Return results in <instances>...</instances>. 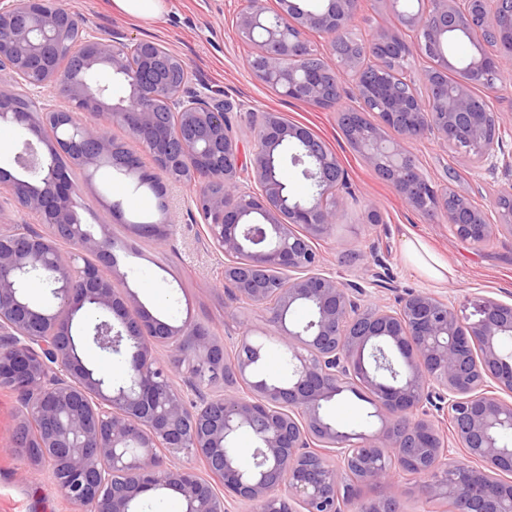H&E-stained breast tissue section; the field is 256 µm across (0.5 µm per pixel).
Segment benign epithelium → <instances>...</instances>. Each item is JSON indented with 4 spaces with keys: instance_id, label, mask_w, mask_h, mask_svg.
<instances>
[{
    "instance_id": "obj_1",
    "label": "benign epithelium",
    "mask_w": 512,
    "mask_h": 512,
    "mask_svg": "<svg viewBox=\"0 0 512 512\" xmlns=\"http://www.w3.org/2000/svg\"><path fill=\"white\" fill-rule=\"evenodd\" d=\"M356 4L248 0L235 30L253 46L252 76L318 107L350 81L362 110L339 113L340 126L410 207L440 213L463 240L512 237L511 188L490 201L494 221L469 196L449 205L451 184L432 186L407 147L431 138L492 176L512 172L498 113L472 91L478 79L495 88L512 65V2L433 0L428 13L395 11L397 24L424 37L409 45L380 27L337 72L282 70L283 58H302L310 32L324 34L326 51L336 54ZM73 20L57 0H11L0 9V123L22 131L16 174L0 168V185L45 228H0V387L22 400L18 447L27 460L50 468L83 512H132L159 490L179 494L184 512H230L237 500L258 512H396L387 494L396 471L415 479L422 499L448 502L449 512H512V442H504L512 436V350L503 346L512 337V304L478 297L469 318L424 291L383 303L319 269L314 240L335 228L346 193L336 154L308 129L267 113L243 160L229 105L190 96L186 81L169 79L171 68L185 67L182 58L159 42L114 34L85 38L71 59ZM474 29L494 51L471 58L451 87L427 74L423 97L410 79L370 77V60L431 50L444 57L450 36ZM116 86L123 95L114 96ZM32 87L67 98L72 109L32 101ZM365 111L380 118L368 131ZM114 125L126 142L112 137ZM287 151L311 182L305 200L281 179ZM144 155L158 183L192 187L235 299L258 310L287 347L285 380H250L263 351L250 325L229 359L224 343L192 318L173 325L150 315L116 272L111 225L82 222V186L65 163L95 170L108 161L141 175ZM88 254L96 262L78 263ZM34 275L51 288L47 309L27 297ZM301 306L312 312L309 324L287 327L288 313ZM84 308L108 316L94 326L99 348L131 354L118 385L78 353L73 322ZM157 345L170 350L165 364L153 356ZM183 370L191 380L178 390L171 376ZM217 382L232 391L202 393ZM358 384L369 386L381 426L349 434L325 416L324 404ZM244 431L260 454L248 467L233 451ZM457 448L479 466L457 460ZM181 451L201 458L210 477L163 463V453ZM363 486L380 494L362 500Z\"/></svg>"
}]
</instances>
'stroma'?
Wrapping results in <instances>:
<instances>
[{
	"label": "stroma",
	"mask_w": 512,
	"mask_h": 512,
	"mask_svg": "<svg viewBox=\"0 0 512 512\" xmlns=\"http://www.w3.org/2000/svg\"><path fill=\"white\" fill-rule=\"evenodd\" d=\"M163 12L143 19L121 12L113 0H64V7L84 22L87 31L101 38L122 33L128 38L151 39L164 44L183 58L190 69L189 92L214 96L231 103L228 117L243 157L253 150L250 115L278 112L290 122L307 127L336 152L346 171L350 188L342 213L328 236L315 241L324 271L339 280L364 282L373 268V255L384 257L395 293L428 291L455 300L463 314H470V301L478 295L512 302V238L503 236L476 244L454 236L443 217L411 209L391 184L369 166L344 138L338 125V112L357 107V99L342 97L338 107L318 108L284 98L257 81L247 67L252 52L249 43L235 30L238 14L246 0H164ZM389 0H358L352 20V37L364 40L381 26H392ZM423 173L440 185L447 170L457 174L455 186L475 202L512 184L511 176L491 178L474 169L460 154L440 146L435 140L410 142ZM71 178L83 186L82 203L89 223L107 222L119 249L118 270L125 274L144 306L172 323L185 317L210 327L223 341L227 352H234L240 320L261 325L260 312L245 303H234L231 287L224 281V256L210 246L202 217L191 199L192 192L182 185H170L165 199L136 191L135 177L116 175L100 169L87 177L79 168ZM121 201L126 215L150 214L152 220H170L171 231L165 242L139 233L110 211L113 201ZM377 208L382 221H365L368 208ZM420 238L450 270L447 281L425 277L404 257L406 238ZM236 310L240 320L226 319ZM372 405L351 392L335 396L326 406L328 416L343 430H365ZM20 416L17 394L0 388V512H77L61 493L49 468L31 465L16 450V427Z\"/></svg>",
	"instance_id": "35a3bbf8"
}]
</instances>
